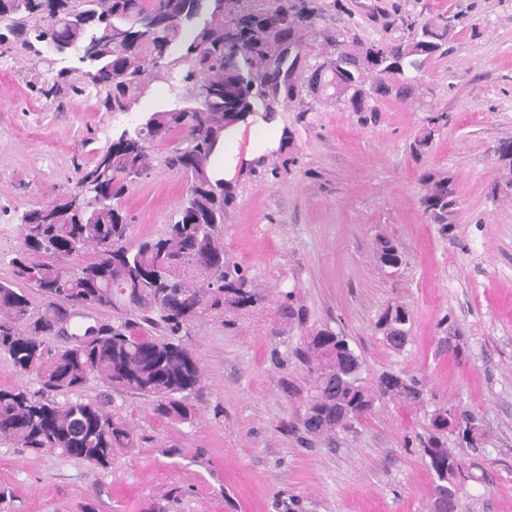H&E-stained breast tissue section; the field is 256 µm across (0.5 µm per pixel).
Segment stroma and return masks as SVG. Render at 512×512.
I'll return each mask as SVG.
<instances>
[{"label": "stroma", "instance_id": "1", "mask_svg": "<svg viewBox=\"0 0 512 512\" xmlns=\"http://www.w3.org/2000/svg\"><path fill=\"white\" fill-rule=\"evenodd\" d=\"M324 19L296 32L292 81L275 110L291 142L261 147L234 183L224 250L247 269L262 305L209 312L190 329L203 373L193 424L159 418L150 398L89 381L140 437L108 469L0 444V512H430L434 475L423 453L429 410L474 415L472 442L449 436L465 464L457 512H512V192L492 194L499 141L512 139V0H312ZM453 18L446 54L429 58L415 96L375 101L376 118L316 98L303 86L314 64L349 48L396 42L410 17ZM342 32L340 43L325 28ZM73 55L0 47V281L20 243L13 214L72 186L113 134L144 112L186 101L185 65L172 49L129 111L108 112L94 91L34 85L74 66ZM448 123L422 154L411 143L431 113ZM451 179L450 228L420 204L422 175ZM184 184L155 163L122 204L130 237L164 235ZM400 242L398 270L382 267L377 236ZM294 291L305 322L288 320ZM411 315L410 337L390 347L375 328L388 307ZM347 337L364 377L419 379L424 408L377 401L352 429L304 443L311 378L296 356L308 334Z\"/></svg>", "mask_w": 512, "mask_h": 512}]
</instances>
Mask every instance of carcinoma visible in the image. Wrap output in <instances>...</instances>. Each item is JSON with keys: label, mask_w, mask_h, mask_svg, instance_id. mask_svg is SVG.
<instances>
[{"label": "carcinoma", "mask_w": 512, "mask_h": 512, "mask_svg": "<svg viewBox=\"0 0 512 512\" xmlns=\"http://www.w3.org/2000/svg\"><path fill=\"white\" fill-rule=\"evenodd\" d=\"M161 11L176 20L167 30L145 36L135 18ZM323 13L293 0L273 7L224 12V0H0V45L20 40L42 55L75 52L79 67L63 69L77 91L93 88L108 112H126L136 103L145 77L158 76L173 47L182 50V75L188 96L199 101L181 108L146 112L139 121L112 137L87 164L76 167L72 189L43 205L16 215L21 246L10 259L15 276L41 294L35 307L27 294L0 282V354L15 368L34 373L40 388L0 390V441L17 448L58 453L105 468L119 450H133L138 438L126 420L102 402L79 396L95 378L106 387L151 398L153 411L173 423L194 422L193 399L202 373L180 333L207 310L248 307L263 297L249 288L246 272L224 252L221 226L224 209L232 202L230 188L212 182L208 170L215 144L232 124L256 114L257 101L278 93V83L260 88L259 77L269 57L265 29L274 27L280 45L303 22L316 23ZM126 31L116 43L99 46L85 56L84 45L98 27ZM236 28L247 46L239 68H224V28ZM451 31L446 18L412 20L396 44L381 43L340 53L337 65L308 78L309 89L336 95L368 75L366 98L357 112H373L374 91L411 96L425 61L441 51ZM448 121L438 112L427 121L413 145L428 148ZM180 134L163 156V164L185 180V197L165 237L130 241L129 212L121 199L129 186L151 169L152 147ZM497 153L504 161L501 178L512 176V145L503 140ZM421 181L424 211L439 224L457 202L450 178L425 174ZM42 257L33 261L31 255ZM376 255L382 265L401 266L404 250L395 239L381 235ZM207 256L222 271L224 286L206 288L209 267L195 259ZM110 310L117 321H101L94 311ZM409 313L390 307L376 327L387 343L403 346ZM160 332L158 336L150 331ZM312 378V393L302 427L312 438L349 429L370 411L376 399L388 397L403 405L421 403L418 382L384 373L374 384L361 377L362 359L348 339L330 330L307 337L296 351ZM65 395L62 401L57 396ZM474 417H448L432 412L424 454L437 477L433 512H457L464 465L448 448V434L469 440Z\"/></svg>", "instance_id": "obj_1"}]
</instances>
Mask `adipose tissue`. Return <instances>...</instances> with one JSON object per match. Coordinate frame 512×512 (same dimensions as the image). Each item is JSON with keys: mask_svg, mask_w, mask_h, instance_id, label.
<instances>
[{"mask_svg": "<svg viewBox=\"0 0 512 512\" xmlns=\"http://www.w3.org/2000/svg\"><path fill=\"white\" fill-rule=\"evenodd\" d=\"M270 127L262 116L247 117L224 134V142L216 151L212 167L214 179L232 182L239 167L252 162L258 155L256 144Z\"/></svg>", "mask_w": 512, "mask_h": 512, "instance_id": "1", "label": "adipose tissue"}]
</instances>
